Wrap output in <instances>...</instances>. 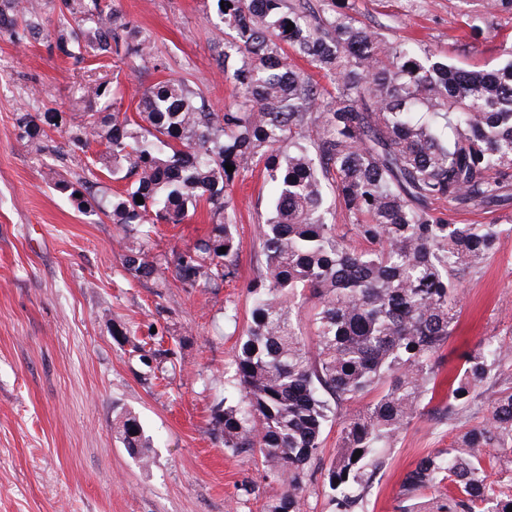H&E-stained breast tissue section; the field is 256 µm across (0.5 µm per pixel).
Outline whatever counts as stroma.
<instances>
[{
    "mask_svg": "<svg viewBox=\"0 0 512 512\" xmlns=\"http://www.w3.org/2000/svg\"><path fill=\"white\" fill-rule=\"evenodd\" d=\"M482 0H348L350 12L387 40L423 43L449 64L493 70L512 42V10H497L485 36L472 41L465 15ZM159 69L75 63L55 47L58 12L45 30L0 33V512H268L283 486L260 460L224 447L212 424L232 376L235 346L251 309L249 282L264 258L257 243L272 187L260 170L233 183L240 240L235 278L217 288L158 287L126 271L118 225L89 215L54 188L59 178L88 179L97 145L82 148L53 134L38 152L18 137L19 115L58 112L84 121L82 85L109 81L123 106L145 86L186 78L208 105L232 102L235 90L215 56L226 34L211 0H112ZM436 209L453 224H497L499 248L462 284L456 331L443 350L433 402L398 436L374 474L367 512H401L402 482L425 455L455 443L445 406L448 372L484 338L512 337V219L501 210ZM210 230L205 208L182 224L158 225L146 248L157 261ZM238 320H224L225 306ZM135 414L153 445L142 464L116 434L121 414ZM338 426L328 427L321 467L309 477L304 512H331L323 467L334 458Z\"/></svg>",
    "mask_w": 512,
    "mask_h": 512,
    "instance_id": "35a3bbf8",
    "label": "stroma"
}]
</instances>
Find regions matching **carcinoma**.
<instances>
[{
	"label": "carcinoma",
	"instance_id": "obj_1",
	"mask_svg": "<svg viewBox=\"0 0 512 512\" xmlns=\"http://www.w3.org/2000/svg\"><path fill=\"white\" fill-rule=\"evenodd\" d=\"M212 2L231 36L215 62L235 99L216 111L186 80L169 78L146 87L128 113L110 83L86 86L83 97L101 118L65 133L96 142L99 171L130 186L93 204L92 181L60 180L55 189L138 241L123 254L133 276L155 277L164 288L165 267L184 288H217L234 276L240 249L227 217L231 187L240 172L261 168L275 196L259 230L264 267L249 286L250 318L234 360L231 389L240 398L225 395L213 424L224 447L259 456L285 486L270 512H304L305 479L328 422L345 403L374 394L343 419L325 474L332 512H364L385 450L434 394L462 279L501 234L497 224H450L434 204L512 207V44L502 46L504 66L483 72L384 40L343 0ZM59 13L60 23H75L57 38L63 55L80 63L86 50L95 60L159 67L151 41L133 36L109 0H60ZM20 18L32 36L41 34L38 4L0 0V32ZM293 57L320 78L297 70ZM44 122L20 115L19 137L39 139ZM329 188L352 220L357 247L327 220ZM200 206L210 232L162 264L147 260L143 244L156 225L182 224ZM299 297L314 303L310 339L293 316ZM474 407L480 420L406 473L407 512L512 506V486L487 472L512 464V341L478 343L448 379V425ZM116 432L140 462L150 461L152 444L134 414Z\"/></svg>",
	"mask_w": 512,
	"mask_h": 512
}]
</instances>
